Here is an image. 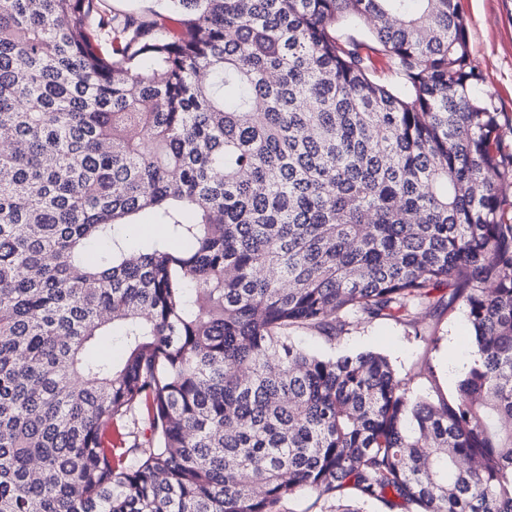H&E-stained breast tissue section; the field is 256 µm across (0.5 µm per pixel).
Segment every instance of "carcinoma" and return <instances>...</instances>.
I'll list each match as a JSON object with an SVG mask.
<instances>
[{"label":"carcinoma","mask_w":512,"mask_h":512,"mask_svg":"<svg viewBox=\"0 0 512 512\" xmlns=\"http://www.w3.org/2000/svg\"><path fill=\"white\" fill-rule=\"evenodd\" d=\"M165 2L0 0V512H512V152L458 0ZM442 305L437 405L291 336ZM103 6L106 11L115 13L134 10L143 15H150L153 11H162L164 2L159 0H105ZM142 418H143V416L137 413L134 418L136 420L135 425H134L133 418L114 422L118 432L122 436V439L127 444V446L132 443V439H133L131 436L132 431H136V427H138V428L143 427V419ZM120 435L115 430L112 431V427H110L106 431L105 437H106V440H108L109 442H112V446L116 447V446H120L122 444ZM333 502L316 493L301 490L291 496L281 507L287 512H330Z\"/></svg>","instance_id":"1"}]
</instances>
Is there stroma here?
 Listing matches in <instances>:
<instances>
[{"mask_svg": "<svg viewBox=\"0 0 512 512\" xmlns=\"http://www.w3.org/2000/svg\"><path fill=\"white\" fill-rule=\"evenodd\" d=\"M467 20L471 56L483 77V88L501 114L502 135L512 148V0H458ZM419 330L393 320L351 327L336 344L300 331L296 341L311 350L375 351L386 355L414 393L429 392L432 401L454 395L472 362L470 325L464 308L422 314ZM432 378L420 376L423 365Z\"/></svg>", "mask_w": 512, "mask_h": 512, "instance_id": "1", "label": "stroma"}]
</instances>
